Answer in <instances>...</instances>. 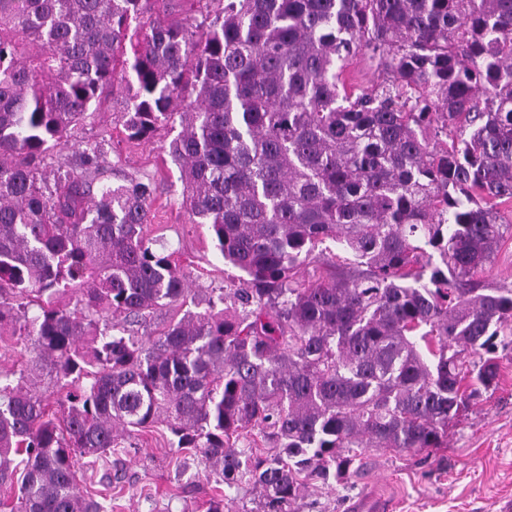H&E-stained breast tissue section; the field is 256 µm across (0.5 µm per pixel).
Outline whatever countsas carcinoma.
Returning <instances> with one entry per match:
<instances>
[{"mask_svg": "<svg viewBox=\"0 0 512 512\" xmlns=\"http://www.w3.org/2000/svg\"><path fill=\"white\" fill-rule=\"evenodd\" d=\"M172 2L0 0V336L36 351L0 374L10 512H104L78 463L159 420L291 512L359 448L444 447L499 380L512 288L478 275L512 236V0ZM362 51L369 88L343 78ZM115 92L128 139L179 124L190 222L245 274L146 336L192 292L144 235L155 183L112 182L105 139L62 157ZM326 238L346 257L299 285ZM198 307L199 308H196L194 305V298L192 297L191 299V297H189L183 306L173 305L166 308L158 309L152 314L149 328L151 331L162 329L171 320H178L183 315V312L187 308H190L191 310L194 311H202L206 307L205 302L203 301Z\"/></svg>", "mask_w": 512, "mask_h": 512, "instance_id": "obj_1", "label": "carcinoma"}]
</instances>
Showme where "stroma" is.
Listing matches in <instances>:
<instances>
[{
  "label": "stroma",
  "instance_id": "obj_1",
  "mask_svg": "<svg viewBox=\"0 0 512 512\" xmlns=\"http://www.w3.org/2000/svg\"><path fill=\"white\" fill-rule=\"evenodd\" d=\"M123 122L117 102L100 121L85 126L83 135L89 140L111 138L108 160L117 175H144L155 182L145 235L176 254L198 298L239 287L241 271L225 264L208 226L189 220L181 172L168 154L177 128L164 126L151 141L130 142ZM501 363L497 389L474 400L449 428L447 447L429 452L364 449L357 475L344 484L308 485L294 512H348L367 493L391 504L392 512H512V347L502 351ZM169 439L163 424L143 429L122 458V481L107 484L109 466L104 463L86 471L83 489L96 494L107 512H207L218 499L224 512H254L251 488L223 490L202 478L200 462L190 464L195 480L178 478L180 460L171 453Z\"/></svg>",
  "mask_w": 512,
  "mask_h": 512
}]
</instances>
